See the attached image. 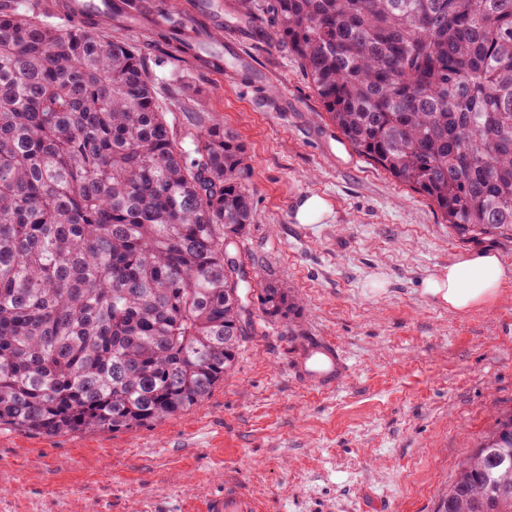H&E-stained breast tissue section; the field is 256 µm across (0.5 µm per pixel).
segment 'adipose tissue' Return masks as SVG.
<instances>
[{
  "label": "adipose tissue",
  "instance_id": "1",
  "mask_svg": "<svg viewBox=\"0 0 512 512\" xmlns=\"http://www.w3.org/2000/svg\"><path fill=\"white\" fill-rule=\"evenodd\" d=\"M512 280V267L506 266L492 250L456 257L447 268L425 281L426 292L452 312H465L489 304Z\"/></svg>",
  "mask_w": 512,
  "mask_h": 512
}]
</instances>
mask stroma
I'll use <instances>...</instances> for the list:
<instances>
[{"label": "stroma", "instance_id": "stroma-1", "mask_svg": "<svg viewBox=\"0 0 512 512\" xmlns=\"http://www.w3.org/2000/svg\"><path fill=\"white\" fill-rule=\"evenodd\" d=\"M151 25L107 20L152 76L177 137L220 123L247 150L255 219L238 242L255 280L295 294L302 333L255 311L233 374L199 405L123 432L56 436L0 426V512H195L240 474L263 512H436L458 463L512 410V281L452 313L425 280L458 255L512 240L454 234L437 207L345 142L296 57L263 33L248 70L179 61ZM322 197L317 224L298 201ZM331 341L350 373L321 392L295 377L303 339ZM329 206L320 196L303 197L296 210V220L301 224H317L327 213Z\"/></svg>", "mask_w": 512, "mask_h": 512}]
</instances>
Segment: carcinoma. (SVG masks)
Listing matches in <instances>:
<instances>
[{
    "mask_svg": "<svg viewBox=\"0 0 512 512\" xmlns=\"http://www.w3.org/2000/svg\"><path fill=\"white\" fill-rule=\"evenodd\" d=\"M272 16L328 119L461 237H512V0H224ZM172 57L215 68L182 29ZM246 150L218 124L187 149L135 47L0 9V426L119 432L204 401L257 299L230 247L254 222ZM438 512H512V414Z\"/></svg>",
    "mask_w": 512,
    "mask_h": 512,
    "instance_id": "obj_1",
    "label": "carcinoma"
}]
</instances>
